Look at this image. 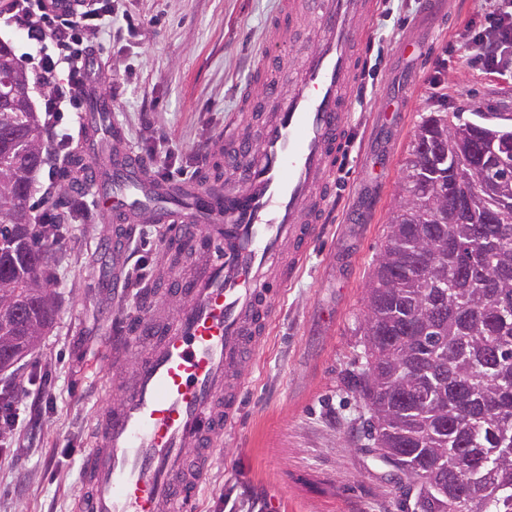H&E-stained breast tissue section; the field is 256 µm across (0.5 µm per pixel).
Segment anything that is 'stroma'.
Wrapping results in <instances>:
<instances>
[{"label": "stroma", "instance_id": "1", "mask_svg": "<svg viewBox=\"0 0 512 512\" xmlns=\"http://www.w3.org/2000/svg\"><path fill=\"white\" fill-rule=\"evenodd\" d=\"M280 0H114V23L88 46L110 80L100 94L112 122L148 169L194 180L218 159L224 130L260 139L275 104L268 83L288 92L319 39L315 13L300 9L281 30ZM490 0H376L360 28L376 66L365 99L345 123L346 155L333 176L328 217L284 291L269 333L245 376L240 422L225 433L199 496V512L255 502L262 512H403L392 468L365 435L363 369L366 289L385 245L405 157L425 112L470 113L512 106V64L475 59L467 26ZM66 219L49 257L58 308L39 346L0 371V389L21 409L17 448L0 457V512H74L90 431L130 385L135 356L114 364L106 332L135 314L157 278L164 225ZM193 263L159 283L152 317L167 320ZM53 395L36 419L25 413L41 381Z\"/></svg>", "mask_w": 512, "mask_h": 512}]
</instances>
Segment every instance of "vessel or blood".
<instances>
[{
  "instance_id": "vessel-or-blood-1",
  "label": "vessel or blood",
  "mask_w": 512,
  "mask_h": 512,
  "mask_svg": "<svg viewBox=\"0 0 512 512\" xmlns=\"http://www.w3.org/2000/svg\"><path fill=\"white\" fill-rule=\"evenodd\" d=\"M369 0H320L321 37L293 89L278 98L254 152L224 156L238 178L213 202L193 185L147 175L122 142L101 206L132 222L144 208L192 247L207 248L163 333L151 307L126 321L116 358L152 338L133 383L95 430L76 512H197L225 430L238 420L243 365L273 317L270 300L299 270L323 219L330 173L344 148L346 94L360 64V15Z\"/></svg>"
}]
</instances>
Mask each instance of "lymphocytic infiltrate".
Masks as SVG:
<instances>
[{"mask_svg":"<svg viewBox=\"0 0 512 512\" xmlns=\"http://www.w3.org/2000/svg\"><path fill=\"white\" fill-rule=\"evenodd\" d=\"M0 23L26 33L34 47L35 81L42 88V110L53 145V154L68 149L73 136L61 127L62 116L80 109V94L100 80L102 69L94 53L83 45L81 33L88 27L112 24L111 6H94L92 0H71L59 8L57 0H14ZM487 67L501 64L512 50V0H496L485 23L467 34Z\"/></svg>","mask_w":512,"mask_h":512,"instance_id":"lymphocytic-infiltrate-1","label":"lymphocytic infiltrate"}]
</instances>
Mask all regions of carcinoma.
<instances>
[{"mask_svg":"<svg viewBox=\"0 0 512 512\" xmlns=\"http://www.w3.org/2000/svg\"><path fill=\"white\" fill-rule=\"evenodd\" d=\"M21 92L0 111V370L31 351L56 308L46 275L56 225L36 223L30 198L49 146L45 119L28 104V76L11 45L0 40V76ZM488 128L458 112H427L417 134L432 151L468 150ZM83 158H62L57 205L79 208L74 183ZM403 203L387 224L386 245L367 288L365 370L359 395L370 411L375 457L393 468L406 512H512V141L485 156L483 197L459 221L439 192L474 177L435 163L412 148L405 161ZM204 181L220 196L224 169ZM493 210L497 223L483 214ZM192 250L168 242L162 271L184 269ZM438 262L433 281L426 264ZM469 471L458 482L452 470Z\"/></svg>","mask_w":512,"mask_h":512,"instance_id":"carcinoma-1","label":"carcinoma"}]
</instances>
